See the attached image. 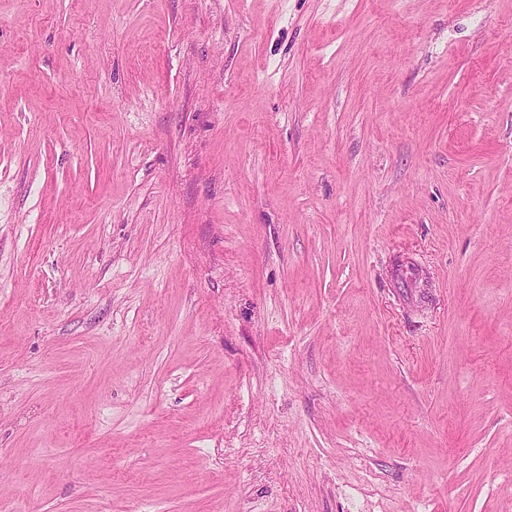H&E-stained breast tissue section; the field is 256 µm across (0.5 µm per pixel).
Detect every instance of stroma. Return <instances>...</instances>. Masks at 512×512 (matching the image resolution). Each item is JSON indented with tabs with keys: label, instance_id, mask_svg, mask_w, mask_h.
<instances>
[{
	"label": "stroma",
	"instance_id": "obj_1",
	"mask_svg": "<svg viewBox=\"0 0 512 512\" xmlns=\"http://www.w3.org/2000/svg\"><path fill=\"white\" fill-rule=\"evenodd\" d=\"M0 512H512V0H0Z\"/></svg>",
	"mask_w": 512,
	"mask_h": 512
}]
</instances>
